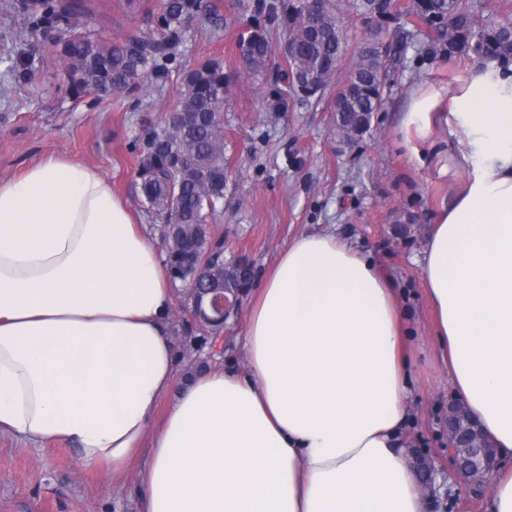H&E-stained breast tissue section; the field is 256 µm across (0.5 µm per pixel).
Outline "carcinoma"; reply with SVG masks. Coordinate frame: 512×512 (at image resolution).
Here are the masks:
<instances>
[{
	"mask_svg": "<svg viewBox=\"0 0 512 512\" xmlns=\"http://www.w3.org/2000/svg\"><path fill=\"white\" fill-rule=\"evenodd\" d=\"M362 8L395 24L396 43L391 50L383 46L385 28L380 24L351 54L354 61L334 96L343 100L336 135L349 143L370 131L373 114L384 105L397 54L418 35L424 61L448 56L512 63V16L485 20L483 4L474 0H414L404 11L393 0H363ZM256 11L265 14L268 25L256 22L240 36L246 70L261 75L280 56L285 63L281 76L290 90H296V77L310 74L318 79L317 90L298 96L323 97L341 59L349 55L336 0H262ZM3 12L21 21L15 37L22 48L6 57L7 72L16 83L35 84L51 58L74 95L92 93L98 100L163 89L189 25L196 21L214 32L224 27V16L204 0H163L157 31L113 40L85 31V23L96 15L94 0H4ZM231 85L220 60L188 68L182 72L174 111L190 114V120L178 128L164 120L148 122L139 131L143 151L136 179L147 211L162 223L163 239H169L171 225L181 230L165 255L173 280L183 284L196 279L207 250H212L214 264L224 263L223 237L213 233L210 221L224 199V97ZM258 95L268 111H287L288 99L279 90L261 87ZM229 271L226 285L231 290L243 294L252 287L255 271L249 260L236 261ZM188 326L198 334L183 337V345L198 353L224 329L208 314L193 317Z\"/></svg>",
	"mask_w": 512,
	"mask_h": 512,
	"instance_id": "carcinoma-1",
	"label": "carcinoma"
}]
</instances>
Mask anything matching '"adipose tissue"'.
Masks as SVG:
<instances>
[{"mask_svg": "<svg viewBox=\"0 0 512 512\" xmlns=\"http://www.w3.org/2000/svg\"><path fill=\"white\" fill-rule=\"evenodd\" d=\"M398 130L448 178L422 259L433 346L497 450L490 510L512 512V73L420 83ZM173 302L155 241L98 170L50 157L0 179V436L66 442L115 484L137 470L140 512H427L388 272L335 234L296 238L252 298L247 371L183 385Z\"/></svg>", "mask_w": 512, "mask_h": 512, "instance_id": "ef3b65f1", "label": "adipose tissue"}]
</instances>
